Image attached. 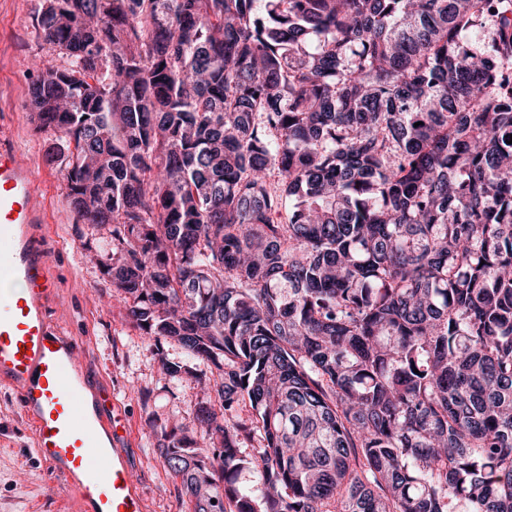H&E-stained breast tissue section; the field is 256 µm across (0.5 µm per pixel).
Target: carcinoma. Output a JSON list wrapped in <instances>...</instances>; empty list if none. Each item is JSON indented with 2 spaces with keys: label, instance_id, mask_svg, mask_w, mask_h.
<instances>
[{
  "label": "carcinoma",
  "instance_id": "cac0c4a2",
  "mask_svg": "<svg viewBox=\"0 0 512 512\" xmlns=\"http://www.w3.org/2000/svg\"><path fill=\"white\" fill-rule=\"evenodd\" d=\"M36 29L71 211L131 322L220 377L160 449L187 512H512V0H44Z\"/></svg>",
  "mask_w": 512,
  "mask_h": 512
}]
</instances>
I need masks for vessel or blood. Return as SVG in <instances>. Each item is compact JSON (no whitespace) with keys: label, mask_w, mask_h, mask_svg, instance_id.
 I'll return each instance as SVG.
<instances>
[{"label":"vessel or blood","mask_w":512,"mask_h":512,"mask_svg":"<svg viewBox=\"0 0 512 512\" xmlns=\"http://www.w3.org/2000/svg\"><path fill=\"white\" fill-rule=\"evenodd\" d=\"M46 202L17 149L0 139V386L11 390L49 464L80 512H146L121 458L127 417L80 371V337L48 316L57 288L44 251Z\"/></svg>","instance_id":"obj_1"}]
</instances>
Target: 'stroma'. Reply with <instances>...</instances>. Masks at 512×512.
I'll return each instance as SVG.
<instances>
[{
	"instance_id": "35a3bbf8",
	"label": "stroma",
	"mask_w": 512,
	"mask_h": 512,
	"mask_svg": "<svg viewBox=\"0 0 512 512\" xmlns=\"http://www.w3.org/2000/svg\"><path fill=\"white\" fill-rule=\"evenodd\" d=\"M41 0H0V131L20 148L46 195L45 252L57 278L50 320L62 335L83 339L81 364L112 391L127 415L121 451L147 499L148 512H182L180 486L166 472L159 450L165 424L190 423L198 402L215 399V381L190 374L161 375L159 355L179 347L157 344L135 328L122 295L102 268L101 234L76 220L67 203L64 169L45 151L58 132L40 127L29 105L33 79L60 60L35 32ZM0 512H77L57 488L52 468L32 456V431L14 399L0 389Z\"/></svg>"
}]
</instances>
